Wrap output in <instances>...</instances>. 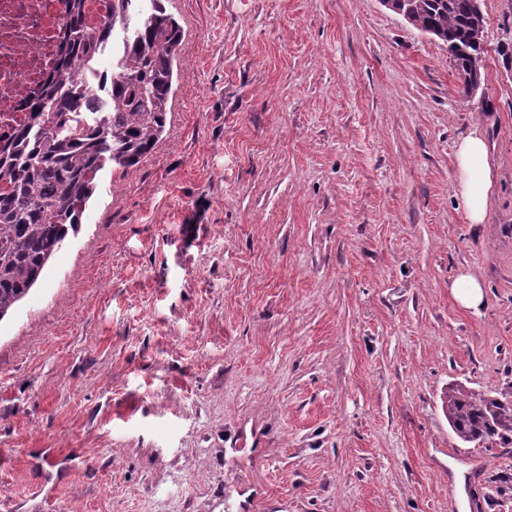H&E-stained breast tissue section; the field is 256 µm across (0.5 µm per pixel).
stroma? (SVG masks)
<instances>
[{
  "label": "stroma",
  "instance_id": "stroma-1",
  "mask_svg": "<svg viewBox=\"0 0 512 512\" xmlns=\"http://www.w3.org/2000/svg\"><path fill=\"white\" fill-rule=\"evenodd\" d=\"M163 4L165 132L0 321V512H512V447L442 408L512 398V0H483L472 98L380 0ZM458 189L471 224H484L496 187L492 156L481 125L475 122L458 141L454 153ZM455 300L468 310L478 311L484 301V292L479 278L472 273L460 275L452 284Z\"/></svg>",
  "mask_w": 512,
  "mask_h": 512
}]
</instances>
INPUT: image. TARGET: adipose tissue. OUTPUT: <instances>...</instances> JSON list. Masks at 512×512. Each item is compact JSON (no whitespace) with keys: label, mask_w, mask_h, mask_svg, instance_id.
Returning <instances> with one entry per match:
<instances>
[{"label":"adipose tissue","mask_w":512,"mask_h":512,"mask_svg":"<svg viewBox=\"0 0 512 512\" xmlns=\"http://www.w3.org/2000/svg\"><path fill=\"white\" fill-rule=\"evenodd\" d=\"M458 189L470 223H485L496 187L492 156L480 124H473L454 153Z\"/></svg>","instance_id":"obj_1"}]
</instances>
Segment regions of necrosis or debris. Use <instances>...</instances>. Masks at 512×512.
I'll return each instance as SVG.
<instances>
[{"label": "necrosis or debris", "mask_w": 512, "mask_h": 512, "mask_svg": "<svg viewBox=\"0 0 512 512\" xmlns=\"http://www.w3.org/2000/svg\"><path fill=\"white\" fill-rule=\"evenodd\" d=\"M70 0H0V149L29 118V106L67 47Z\"/></svg>", "instance_id": "1"}]
</instances>
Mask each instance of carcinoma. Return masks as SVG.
<instances>
[{
  "mask_svg": "<svg viewBox=\"0 0 512 512\" xmlns=\"http://www.w3.org/2000/svg\"><path fill=\"white\" fill-rule=\"evenodd\" d=\"M85 0H71L67 24L74 60L63 59L28 125L16 130L12 151L0 156V321L45 274L69 234H77L107 165H137L157 144L171 110L173 63L182 43L163 0H112V18L87 31ZM391 11L448 45L453 65L472 96L482 89L485 17L473 0H391ZM112 77L101 80L96 108L104 118L72 123L77 89L108 37ZM448 423L465 442L499 438L512 444V400L464 387L450 389Z\"/></svg>",
  "mask_w": 512,
  "mask_h": 512,
  "instance_id": "carcinoma-1",
  "label": "carcinoma"
}]
</instances>
